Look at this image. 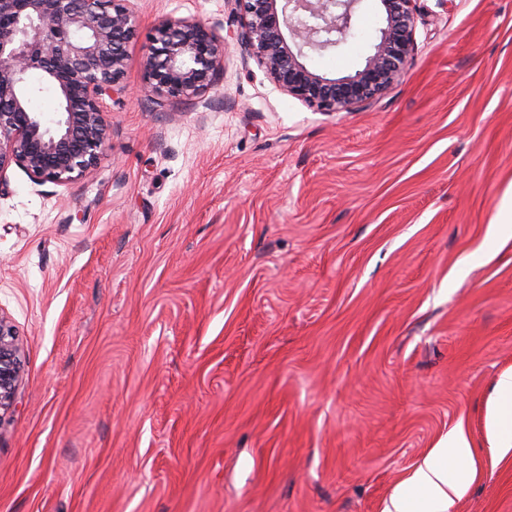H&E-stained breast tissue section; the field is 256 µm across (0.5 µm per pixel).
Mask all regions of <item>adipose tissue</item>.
<instances>
[{
	"instance_id": "adipose-tissue-1",
	"label": "adipose tissue",
	"mask_w": 512,
	"mask_h": 512,
	"mask_svg": "<svg viewBox=\"0 0 512 512\" xmlns=\"http://www.w3.org/2000/svg\"><path fill=\"white\" fill-rule=\"evenodd\" d=\"M485 428L497 456H512V369L499 374L494 383ZM472 460L469 434L464 423H457L394 490L385 512H449L472 483Z\"/></svg>"
}]
</instances>
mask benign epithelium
<instances>
[{
	"instance_id": "benign-epithelium-1",
	"label": "benign epithelium",
	"mask_w": 512,
	"mask_h": 512,
	"mask_svg": "<svg viewBox=\"0 0 512 512\" xmlns=\"http://www.w3.org/2000/svg\"><path fill=\"white\" fill-rule=\"evenodd\" d=\"M126 0H0V182L15 164L37 183L65 185L106 150L103 100L124 91L127 46L137 35ZM241 51L288 95L320 112H341L383 94L415 51L417 0H379L384 26L363 68L329 77L302 62L343 42L360 0H232ZM224 66V38L199 19L164 18L150 38L144 78L159 96L210 88ZM54 91L48 125L30 106L29 73ZM21 371L11 320L0 311V423Z\"/></svg>"
}]
</instances>
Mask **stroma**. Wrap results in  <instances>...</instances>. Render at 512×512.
Returning a JSON list of instances; mask_svg holds the SVG:
<instances>
[{"label": "stroma", "mask_w": 512, "mask_h": 512, "mask_svg": "<svg viewBox=\"0 0 512 512\" xmlns=\"http://www.w3.org/2000/svg\"><path fill=\"white\" fill-rule=\"evenodd\" d=\"M126 92L86 176L0 183V311L23 371L0 422V512H383L457 422L450 512H512L484 427L512 367V0H417L381 96L319 112L237 44L211 88L156 95L165 17L221 35L225 0H128ZM383 17L360 0L363 67Z\"/></svg>", "instance_id": "stroma-1"}]
</instances>
